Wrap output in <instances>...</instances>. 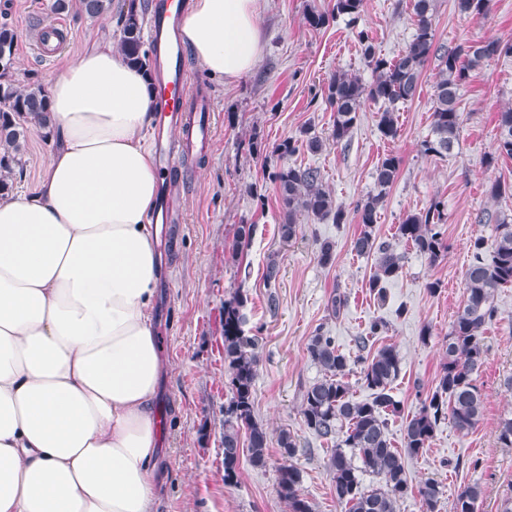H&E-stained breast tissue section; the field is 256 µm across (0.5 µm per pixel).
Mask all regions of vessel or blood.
<instances>
[{"label": "vessel or blood", "instance_id": "b4317fda", "mask_svg": "<svg viewBox=\"0 0 512 512\" xmlns=\"http://www.w3.org/2000/svg\"><path fill=\"white\" fill-rule=\"evenodd\" d=\"M184 12L185 6L181 2L174 5L170 0H155L149 26L157 81L153 107L159 117V133L154 144L171 169L178 166L185 146L211 138L212 97L201 83L192 79L185 65L184 50L177 39ZM65 35L60 21L49 22L39 28L37 45L44 54H52ZM175 123L185 132L184 144L174 143L165 134Z\"/></svg>", "mask_w": 512, "mask_h": 512}]
</instances>
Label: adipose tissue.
Wrapping results in <instances>:
<instances>
[{
  "label": "adipose tissue",
  "instance_id": "adipose-tissue-1",
  "mask_svg": "<svg viewBox=\"0 0 512 512\" xmlns=\"http://www.w3.org/2000/svg\"><path fill=\"white\" fill-rule=\"evenodd\" d=\"M181 37L233 83L263 58L259 0H189ZM50 108L36 193L0 199V512H155L149 77L102 43L51 77Z\"/></svg>",
  "mask_w": 512,
  "mask_h": 512
}]
</instances>
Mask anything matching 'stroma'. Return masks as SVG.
<instances>
[{"label": "stroma", "mask_w": 512, "mask_h": 512, "mask_svg": "<svg viewBox=\"0 0 512 512\" xmlns=\"http://www.w3.org/2000/svg\"><path fill=\"white\" fill-rule=\"evenodd\" d=\"M334 0H261V25L266 41L257 70L225 84L209 76L186 56L193 77L209 90L213 102L212 140L201 152L186 151L171 173L182 218L165 225L159 252L167 275L158 283L153 321L163 348L165 371L157 396L163 417V487L157 512H289L278 494V467L283 461L281 433L294 436L298 452L293 463L302 474L300 494L313 512H342L328 469L330 451L305 426L301 393L320 375L306 346L316 332L336 339L343 351L354 352L356 336L369 321L383 319L380 345L395 346L400 373L393 393L401 404L390 418L394 445L402 443L407 418L418 412L434 388L445 360L444 340L464 299L465 276L472 261L469 241L483 235L494 242L492 224L477 223L484 211L512 218V196L497 199L490 185L512 184V158L486 164L496 144V114L512 106V57L485 61L476 69L460 97L461 127L451 155H425L422 143L430 134L435 62L421 76L419 97L401 105L399 134L387 139L378 127V104L365 102L349 141L332 137L333 114L325 101L329 78L346 70L371 82L373 74L358 47L353 29L368 30L381 55L396 57L413 33L411 0H365L357 26L346 17L315 30L306 22L311 9L327 10ZM51 0H0V22L19 32L13 77L18 86L46 80L78 59L92 44L117 41L118 28L103 18L77 11L62 13L68 35L52 59L39 55L34 32L53 19ZM434 28L439 42L453 46L487 38L512 40V0H492L481 19L462 16L455 0H435ZM310 128L323 141L318 153L299 151L279 158L275 146ZM53 139L32 134L23 158V174L13 194H33ZM400 157L399 175L378 213L375 233L403 257L401 275L385 285L386 301L378 303L368 290L374 259L356 255L352 241L360 232L357 202L373 189L372 174L386 154ZM319 168L323 182L347 220L318 223L300 217L301 230L291 241L278 234L279 203L271 172L282 164ZM446 201V250L429 262L411 244L398 239L396 227L410 211L423 209L432 198ZM256 232L241 251H234L239 225ZM334 244L335 261L319 262V243ZM277 260L276 290L265 285L266 266ZM438 282L429 291L428 282ZM248 295L246 328L257 336L260 361L254 386V415L269 432L266 467L241 459L233 482L224 480L221 435L224 409L231 392L224 364V302L237 290ZM343 293L346 306L329 316L332 292ZM276 294L278 307L269 309ZM495 316L482 333L484 364L477 384L485 396L481 421L471 431L450 421L436 428L428 450L406 460L413 485L434 479L441 483L440 512H453L463 486L479 483L483 498L477 512H500L512 498V447L497 440L501 417L512 413V286L494 294Z\"/></svg>", "instance_id": "1"}]
</instances>
